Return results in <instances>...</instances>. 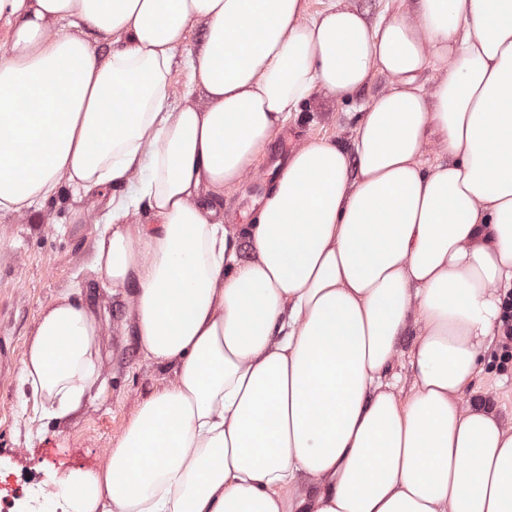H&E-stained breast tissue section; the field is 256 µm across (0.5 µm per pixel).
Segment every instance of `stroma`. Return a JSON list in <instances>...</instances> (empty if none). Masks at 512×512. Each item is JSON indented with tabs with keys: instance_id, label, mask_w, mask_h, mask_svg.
<instances>
[{
	"instance_id": "stroma-1",
	"label": "stroma",
	"mask_w": 512,
	"mask_h": 512,
	"mask_svg": "<svg viewBox=\"0 0 512 512\" xmlns=\"http://www.w3.org/2000/svg\"><path fill=\"white\" fill-rule=\"evenodd\" d=\"M389 85V77L379 74L343 102L314 95L270 140L257 171L324 138L351 148L360 107ZM108 202L105 195L75 196L63 185L38 209L0 214V464L11 486L48 485L74 469L100 468L140 404L174 378L172 369L146 358L126 301L93 269L98 229L83 213L92 208L104 214ZM69 289L102 313L104 368L93 405L59 425L35 420L17 388L16 372L42 308ZM468 394L488 401L512 423V360H503L499 344L481 354Z\"/></svg>"
}]
</instances>
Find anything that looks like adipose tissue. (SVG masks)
Wrapping results in <instances>:
<instances>
[{
    "label": "adipose tissue",
    "mask_w": 512,
    "mask_h": 512,
    "mask_svg": "<svg viewBox=\"0 0 512 512\" xmlns=\"http://www.w3.org/2000/svg\"><path fill=\"white\" fill-rule=\"evenodd\" d=\"M404 3L370 25L340 0H0V213L121 187L94 269L174 370L103 467L54 481L59 512H512V426L465 396L512 289V0ZM178 61L200 100L174 107ZM379 73L352 150L304 144L254 223H225L291 112ZM103 363L68 290L17 381L62 421Z\"/></svg>",
    "instance_id": "adipose-tissue-1"
}]
</instances>
